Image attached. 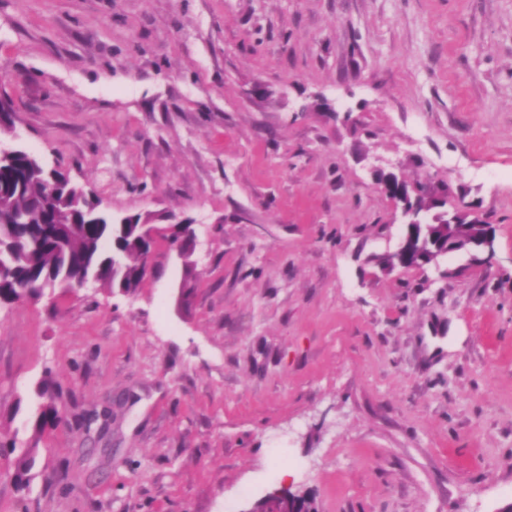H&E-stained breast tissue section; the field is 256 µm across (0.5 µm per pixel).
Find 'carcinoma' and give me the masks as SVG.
Listing matches in <instances>:
<instances>
[{
	"label": "carcinoma",
	"instance_id": "carcinoma-1",
	"mask_svg": "<svg viewBox=\"0 0 512 512\" xmlns=\"http://www.w3.org/2000/svg\"><path fill=\"white\" fill-rule=\"evenodd\" d=\"M56 198L47 209L38 208L49 181L47 170L31 153L17 149L11 161L0 165V306L38 297L56 285L92 275L95 281L131 293L140 288V268L155 240L139 234L142 217L130 216L121 227L97 224L87 213L94 195L55 171ZM37 395L42 402L34 430L56 428L61 412L50 386L43 381ZM35 463V448H21L14 477L24 481Z\"/></svg>",
	"mask_w": 512,
	"mask_h": 512
}]
</instances>
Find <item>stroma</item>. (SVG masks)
<instances>
[{
    "instance_id": "stroma-1",
    "label": "stroma",
    "mask_w": 512,
    "mask_h": 512,
    "mask_svg": "<svg viewBox=\"0 0 512 512\" xmlns=\"http://www.w3.org/2000/svg\"><path fill=\"white\" fill-rule=\"evenodd\" d=\"M1 99L18 145L196 246L190 276L161 239L136 293L0 308V439L37 446L24 487L0 448V512L512 502V0H0ZM382 171L492 251L382 269ZM173 223L167 228L169 235L176 233L177 239L173 241L177 256L181 259L186 267H191L193 262L190 260L193 254V244L195 233L193 230V221L173 218ZM37 395L43 402L40 403L38 412L34 421V430L36 434H42L47 429L56 428L61 422V412L54 402V397L50 386L46 381L39 385Z\"/></svg>"
}]
</instances>
